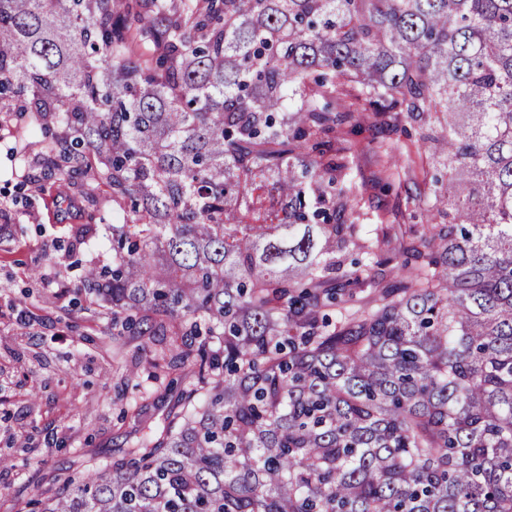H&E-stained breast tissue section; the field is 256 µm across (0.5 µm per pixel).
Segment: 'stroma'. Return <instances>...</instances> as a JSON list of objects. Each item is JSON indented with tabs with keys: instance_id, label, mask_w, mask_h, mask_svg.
<instances>
[{
	"instance_id": "obj_1",
	"label": "stroma",
	"mask_w": 512,
	"mask_h": 512,
	"mask_svg": "<svg viewBox=\"0 0 512 512\" xmlns=\"http://www.w3.org/2000/svg\"><path fill=\"white\" fill-rule=\"evenodd\" d=\"M336 146L348 147L344 182L357 200L355 221L380 238V252L396 253L411 231L427 223L423 195L439 167L421 156L415 124L382 115L376 124L347 125ZM23 172L0 143V512L12 497H31L49 481L83 470L85 459L111 463L133 422L122 417L119 393L137 399L144 420L160 421L178 399L176 385L154 378L153 354L126 339L135 384L112 371V338L104 322L77 300L85 267L112 261V210L105 187L82 185L75 223L94 231L75 250L59 241L50 197L20 195ZM62 277L48 283L51 261Z\"/></svg>"
}]
</instances>
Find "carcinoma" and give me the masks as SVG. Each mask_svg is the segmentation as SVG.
I'll return each instance as SVG.
<instances>
[{"label":"carcinoma","instance_id":"1","mask_svg":"<svg viewBox=\"0 0 512 512\" xmlns=\"http://www.w3.org/2000/svg\"><path fill=\"white\" fill-rule=\"evenodd\" d=\"M346 84L448 174L363 302L394 259L347 223ZM9 99L35 191L109 189L115 371L139 336L182 383L12 512H512V0H0Z\"/></svg>","mask_w":512,"mask_h":512}]
</instances>
